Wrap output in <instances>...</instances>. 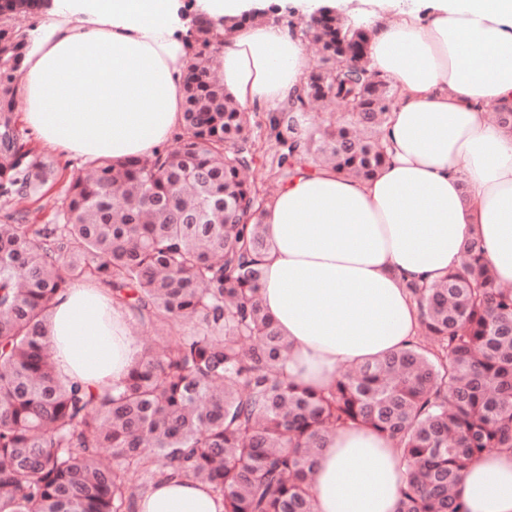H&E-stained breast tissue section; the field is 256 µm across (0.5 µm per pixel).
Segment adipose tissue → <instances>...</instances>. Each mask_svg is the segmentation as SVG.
Here are the masks:
<instances>
[{
	"label": "adipose tissue",
	"instance_id": "1",
	"mask_svg": "<svg viewBox=\"0 0 512 512\" xmlns=\"http://www.w3.org/2000/svg\"><path fill=\"white\" fill-rule=\"evenodd\" d=\"M377 70L398 96L384 126L389 161L362 180L301 170L264 213L270 247L260 291L288 341V377L329 389L346 368L403 347L418 313L408 281H438L477 237L512 284V136L492 122L512 107V0H360ZM177 0H57L24 61L22 115L50 148L123 161L152 154L182 128L191 38ZM310 67L289 29L253 22L222 56L224 89L243 105L287 102ZM107 289L73 283L51 302L46 340L64 379L120 382L142 346ZM403 471L370 428L337 430L317 456L313 512H398ZM469 512H512V455L463 471ZM139 512H224L207 485L172 480Z\"/></svg>",
	"mask_w": 512,
	"mask_h": 512
}]
</instances>
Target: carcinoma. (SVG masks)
Wrapping results in <instances>:
<instances>
[{
	"mask_svg": "<svg viewBox=\"0 0 512 512\" xmlns=\"http://www.w3.org/2000/svg\"><path fill=\"white\" fill-rule=\"evenodd\" d=\"M239 25L190 33L176 147L97 160L71 178L55 223L28 224L24 202L54 169L18 123L27 29L0 18V512H137L183 478L208 484L224 512H313L315 459L352 424L398 448V512H467L462 471L512 453V287L475 237L460 268L406 283L418 336L326 391L287 379L288 342L260 298L273 195L245 178L261 148L210 76L207 49ZM302 34L319 59L269 116V176L279 186L297 166L330 165L368 179L389 159L381 128L398 89L372 65L366 29L323 8ZM320 100L342 111L303 127ZM76 281L108 288L152 333L127 377L99 391L60 378L45 340L51 300Z\"/></svg>",
	"mask_w": 512,
	"mask_h": 512,
	"instance_id": "cac0c4a2",
	"label": "carcinoma"
}]
</instances>
